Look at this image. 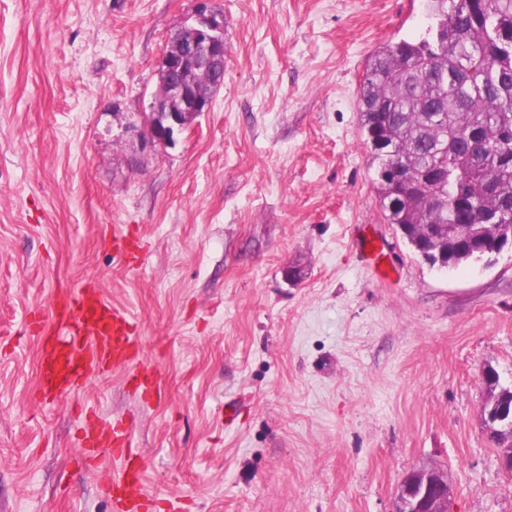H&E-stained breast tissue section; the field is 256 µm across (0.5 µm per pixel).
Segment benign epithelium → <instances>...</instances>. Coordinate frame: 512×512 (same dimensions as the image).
Returning <instances> with one entry per match:
<instances>
[{
  "instance_id": "obj_1",
  "label": "benign epithelium",
  "mask_w": 512,
  "mask_h": 512,
  "mask_svg": "<svg viewBox=\"0 0 512 512\" xmlns=\"http://www.w3.org/2000/svg\"><path fill=\"white\" fill-rule=\"evenodd\" d=\"M214 73L218 74L217 80L200 81ZM223 84L224 13L203 7L196 12L194 23L179 30L167 43L156 100L144 134L146 142L163 147L173 144L176 134L211 110ZM506 247L512 248L511 224L500 225L497 240L482 249L484 263H492ZM483 375L490 392L485 414L488 434L512 431V408L495 390L490 368H485ZM393 512H450L448 475L436 468L406 475L398 486Z\"/></svg>"
}]
</instances>
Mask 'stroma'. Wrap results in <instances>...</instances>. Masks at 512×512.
Instances as JSON below:
<instances>
[{
  "instance_id": "obj_1",
  "label": "stroma",
  "mask_w": 512,
  "mask_h": 512,
  "mask_svg": "<svg viewBox=\"0 0 512 512\" xmlns=\"http://www.w3.org/2000/svg\"><path fill=\"white\" fill-rule=\"evenodd\" d=\"M224 85L167 148L145 118L198 0H0V512H112L81 410L126 418L158 512H392L415 470L452 512H512L484 366L512 385V253L445 272L383 217L360 132L372 54L425 0H208ZM141 240L125 266L112 228ZM374 225L391 270L358 252ZM296 268L302 278L289 280ZM84 282L132 314L141 363L39 404L32 313Z\"/></svg>"
}]
</instances>
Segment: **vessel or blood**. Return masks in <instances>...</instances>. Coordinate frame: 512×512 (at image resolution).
<instances>
[{
  "label": "vessel or blood",
  "instance_id": "vessel-or-blood-1",
  "mask_svg": "<svg viewBox=\"0 0 512 512\" xmlns=\"http://www.w3.org/2000/svg\"><path fill=\"white\" fill-rule=\"evenodd\" d=\"M358 246L367 265L376 267L379 277H386L379 268L383 254L379 240L361 232ZM112 248L126 264H135L139 248L121 231H113ZM29 325L41 341L39 383L35 392L38 402L49 403L68 398L92 380L119 367H134V379L144 399L160 394L155 374L136 368L141 340L130 314L104 299L97 285L87 283L58 294L50 319L31 317ZM82 448L80 462L88 469H98L101 450H108L121 467L105 484L113 512H155L153 498L139 489V471L133 464L134 445L131 427L113 421L109 427H84L79 438Z\"/></svg>",
  "mask_w": 512,
  "mask_h": 512
}]
</instances>
